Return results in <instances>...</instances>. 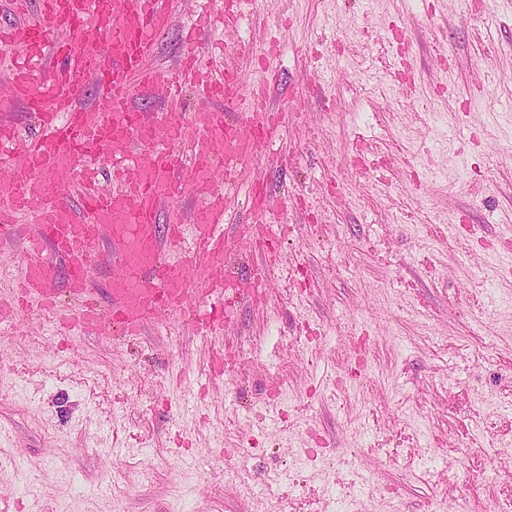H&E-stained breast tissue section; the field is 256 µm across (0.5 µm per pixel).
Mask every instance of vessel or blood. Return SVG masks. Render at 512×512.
Here are the masks:
<instances>
[{
  "label": "vessel or blood",
  "mask_w": 512,
  "mask_h": 512,
  "mask_svg": "<svg viewBox=\"0 0 512 512\" xmlns=\"http://www.w3.org/2000/svg\"><path fill=\"white\" fill-rule=\"evenodd\" d=\"M183 0H8L0 51V251L18 252L16 285L0 291V320L29 307L62 329L137 337L176 317L220 336L240 306L265 296L276 261L263 222L229 224L246 189L266 211L267 187L241 163L265 157L281 127L266 86L245 91L237 69L205 60L203 40L233 23L226 0H201L185 51L152 67ZM200 104L182 113L181 91ZM96 105H85L88 87ZM152 98L151 112L138 109ZM38 118L30 137L16 107ZM255 250L240 262L235 248ZM80 300L58 308V290Z\"/></svg>",
  "instance_id": "b4317fda"
}]
</instances>
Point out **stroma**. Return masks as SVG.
Returning a JSON list of instances; mask_svg holds the SVG:
<instances>
[{"mask_svg":"<svg viewBox=\"0 0 512 512\" xmlns=\"http://www.w3.org/2000/svg\"><path fill=\"white\" fill-rule=\"evenodd\" d=\"M223 34L252 84L283 32L270 101L282 128L245 179L270 187L293 233L267 305L225 335L241 361L218 391L210 344L169 318L130 340L59 338L35 313L0 324V443L15 448L16 512H267L279 473L294 507L322 464L358 455L373 495L339 471L332 496L366 512H496L512 482V302L491 257L512 226V5L482 0H244ZM398 26L401 58L386 36ZM291 160L280 168V156ZM465 217L456 233L449 221ZM499 313H483L490 299ZM128 445L112 446V420ZM196 418L189 448L175 426ZM246 463L255 486L233 475Z\"/></svg>","mask_w":512,"mask_h":512,"instance_id":"35a3bbf8","label":"stroma"}]
</instances>
